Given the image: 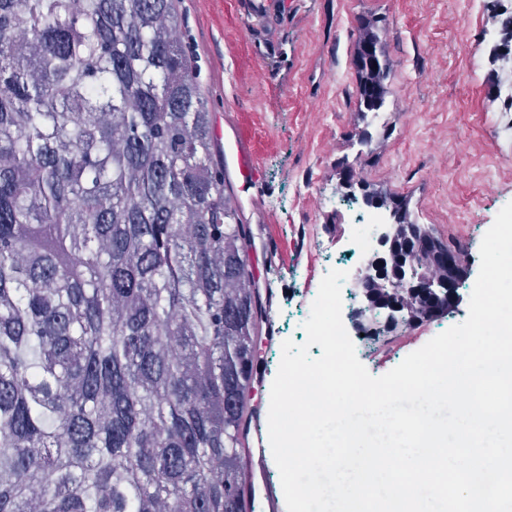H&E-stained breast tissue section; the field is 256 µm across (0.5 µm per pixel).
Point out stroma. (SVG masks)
Masks as SVG:
<instances>
[{
    "mask_svg": "<svg viewBox=\"0 0 512 512\" xmlns=\"http://www.w3.org/2000/svg\"><path fill=\"white\" fill-rule=\"evenodd\" d=\"M180 9L214 122L229 126L247 110L274 144L252 196L224 166L241 221L256 242L280 225L301 254L283 289L260 297L274 340L259 350L254 402L270 401L283 342H304L322 278L358 265L347 236L369 227L350 223L346 179L406 204L468 271L455 306L416 325L417 335L428 341L464 322L482 239L512 202V107L501 93L512 55L494 52L501 32L489 0H274L260 13L253 0L229 13L221 0H181ZM367 20L388 66L383 116L372 124L352 65Z\"/></svg>",
    "mask_w": 512,
    "mask_h": 512,
    "instance_id": "35a3bbf8",
    "label": "stroma"
}]
</instances>
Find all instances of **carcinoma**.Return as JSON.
<instances>
[{
  "label": "carcinoma",
  "instance_id": "obj_1",
  "mask_svg": "<svg viewBox=\"0 0 512 512\" xmlns=\"http://www.w3.org/2000/svg\"><path fill=\"white\" fill-rule=\"evenodd\" d=\"M178 2L0 0V512H255L262 312Z\"/></svg>",
  "mask_w": 512,
  "mask_h": 512
}]
</instances>
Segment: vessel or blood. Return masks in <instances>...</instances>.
Here are the masks:
<instances>
[{"label":"vessel or blood","mask_w":512,"mask_h":512,"mask_svg":"<svg viewBox=\"0 0 512 512\" xmlns=\"http://www.w3.org/2000/svg\"><path fill=\"white\" fill-rule=\"evenodd\" d=\"M236 159L241 176L240 189L250 192L259 187L262 171L258 162L264 153L266 143L257 131L252 113L241 111L233 128V138L228 144ZM266 249L277 259L275 266L278 281H285L293 264L280 232H272L266 240ZM268 436V417L263 409H255L245 433L246 448L244 459V488L247 501H261L266 512H285L286 502L282 484L271 476L266 440Z\"/></svg>","instance_id":"b4317fda"}]
</instances>
